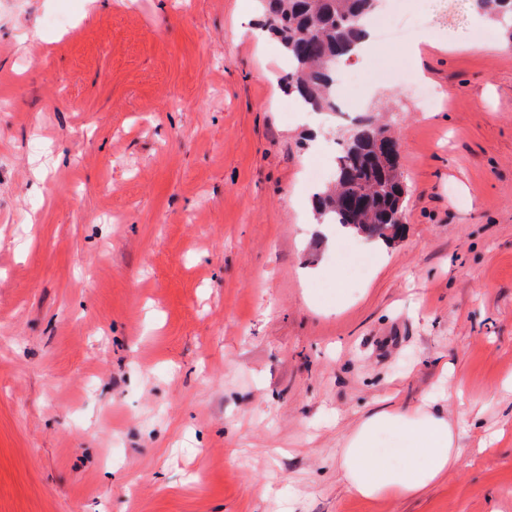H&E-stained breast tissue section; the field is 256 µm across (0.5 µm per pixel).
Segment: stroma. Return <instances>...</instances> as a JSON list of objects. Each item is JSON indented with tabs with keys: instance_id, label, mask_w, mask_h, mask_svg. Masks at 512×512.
I'll list each match as a JSON object with an SVG mask.
<instances>
[{
	"instance_id": "35a3bbf8",
	"label": "stroma",
	"mask_w": 512,
	"mask_h": 512,
	"mask_svg": "<svg viewBox=\"0 0 512 512\" xmlns=\"http://www.w3.org/2000/svg\"><path fill=\"white\" fill-rule=\"evenodd\" d=\"M400 19L437 49L369 66L436 102L356 106L406 177L376 250L302 217L350 123L291 110L258 9L0 0V512H512V43L471 0ZM353 254L359 284L308 275ZM428 393L477 414L458 467L350 492L343 437Z\"/></svg>"
}]
</instances>
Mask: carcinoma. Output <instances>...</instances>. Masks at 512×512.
I'll list each match as a JSON object with an SVG mask.
<instances>
[{
  "label": "carcinoma",
  "instance_id": "obj_1",
  "mask_svg": "<svg viewBox=\"0 0 512 512\" xmlns=\"http://www.w3.org/2000/svg\"><path fill=\"white\" fill-rule=\"evenodd\" d=\"M376 0H260L268 30L291 67L281 78L285 91L314 112L334 107L336 66L356 54ZM475 9L503 25L512 41V0H473ZM386 141L376 143L377 131ZM394 136L370 115L353 123L336 158L334 180L315 192L318 217L367 241H388L404 216L405 185L392 162Z\"/></svg>",
  "mask_w": 512,
  "mask_h": 512
}]
</instances>
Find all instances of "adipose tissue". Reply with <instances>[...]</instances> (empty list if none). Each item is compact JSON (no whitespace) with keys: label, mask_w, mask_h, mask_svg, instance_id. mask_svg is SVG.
<instances>
[{"label":"adipose tissue","mask_w":512,"mask_h":512,"mask_svg":"<svg viewBox=\"0 0 512 512\" xmlns=\"http://www.w3.org/2000/svg\"><path fill=\"white\" fill-rule=\"evenodd\" d=\"M474 418L465 405L447 413L431 395L411 407L375 408L345 437L340 477L363 498L415 496L458 465L460 437Z\"/></svg>","instance_id":"adipose-tissue-1"}]
</instances>
